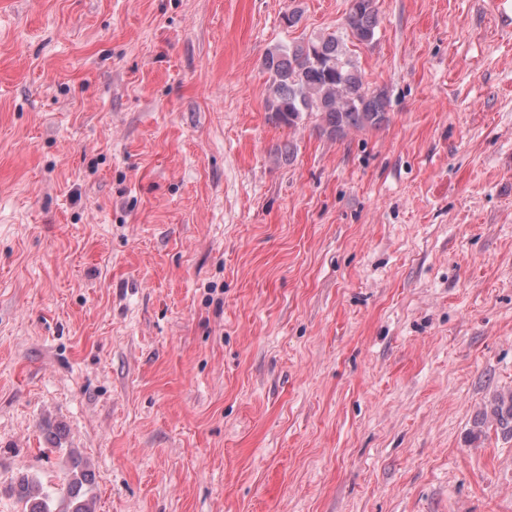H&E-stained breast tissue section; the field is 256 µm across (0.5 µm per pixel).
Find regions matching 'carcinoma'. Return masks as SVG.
Instances as JSON below:
<instances>
[{"mask_svg": "<svg viewBox=\"0 0 512 512\" xmlns=\"http://www.w3.org/2000/svg\"><path fill=\"white\" fill-rule=\"evenodd\" d=\"M346 24L358 43L371 44L379 25L377 0H354ZM263 68L269 75L268 112L278 125L295 127L317 114L320 134L334 139L351 130L379 129L389 121L385 91L365 84L334 35L276 46L266 54ZM492 416L512 437V394L499 399ZM92 480V473L74 458L70 469L46 482L17 473L11 490L23 512H53L55 497L65 503L60 512H93L88 498Z\"/></svg>", "mask_w": 512, "mask_h": 512, "instance_id": "1", "label": "carcinoma"}]
</instances>
